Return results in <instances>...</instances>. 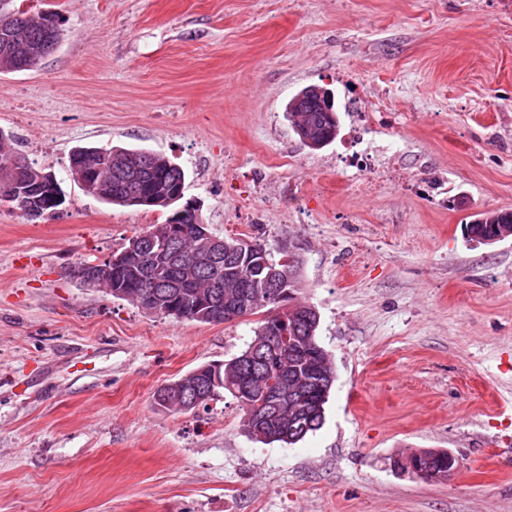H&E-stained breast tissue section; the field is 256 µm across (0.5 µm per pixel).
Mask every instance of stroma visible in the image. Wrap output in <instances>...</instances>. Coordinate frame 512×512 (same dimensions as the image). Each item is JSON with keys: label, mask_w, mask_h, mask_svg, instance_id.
<instances>
[{"label": "stroma", "mask_w": 512, "mask_h": 512, "mask_svg": "<svg viewBox=\"0 0 512 512\" xmlns=\"http://www.w3.org/2000/svg\"><path fill=\"white\" fill-rule=\"evenodd\" d=\"M14 5L63 37L0 73V129L65 202L34 223L0 206V512H512V238L464 231L512 211V0ZM310 85L338 107L319 150L286 116ZM78 145L161 154L216 234L298 245L336 370L320 430L264 444L231 395L156 405L258 319L178 321L73 278L169 216L86 195ZM361 154L378 192L356 188ZM422 449L456 471H393ZM435 451L438 456H442L444 454L448 458V471H438V470H421L417 464V461L415 459H418L420 456L419 452L413 453L410 457L406 458L405 461L394 458L393 460V468L396 471L400 472H411L415 476L423 475L425 478L428 479V481H443L445 480L450 473H452L454 470H456V457L455 455L449 451V450H433Z\"/></svg>", "instance_id": "stroma-1"}]
</instances>
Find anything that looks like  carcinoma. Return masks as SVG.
<instances>
[{"label": "carcinoma", "mask_w": 512, "mask_h": 512, "mask_svg": "<svg viewBox=\"0 0 512 512\" xmlns=\"http://www.w3.org/2000/svg\"><path fill=\"white\" fill-rule=\"evenodd\" d=\"M45 34L53 42H59L62 29L58 19L51 15L37 18L25 16L16 10L11 13L0 11V44L9 41L16 52L14 56L0 55V72L20 71L22 59L29 69L37 65L42 59L37 46ZM288 119L292 124L307 123L317 139H336L339 125L336 124L334 112H297L290 109ZM69 158L88 159L85 174L75 182L85 194L107 204L150 208V197L162 192L185 190L184 171L156 153L146 157L141 149L77 146ZM52 181H56L54 174L33 168L21 176V187L17 190L12 193L0 192V204H7L24 218L30 211L49 214L53 209L43 208L41 194L35 186ZM484 216V222L467 225L469 233L487 234L493 231L496 224H512V212L487 211ZM210 236L224 242L226 251L217 260L204 262L199 258L201 243L197 239V227L192 222V215H186L183 235L170 244L169 260L161 263L154 256L156 247L144 239L143 234H136L123 246L124 261L112 268V282L102 284L100 288L120 299L144 288L161 297L159 315L211 324L213 320L201 317L203 308L200 307L199 296L208 297L214 307H222L224 298L241 291L240 282L229 278L230 269L241 267L252 288L261 284L264 274L241 259L242 252L235 249L239 240L226 239L214 232ZM328 398L329 392L326 390H297L294 405L303 401L314 403L318 408L304 418L303 424L307 429L295 435V439L286 442V445H294L322 427Z\"/></svg>", "instance_id": "cac0c4a2"}]
</instances>
